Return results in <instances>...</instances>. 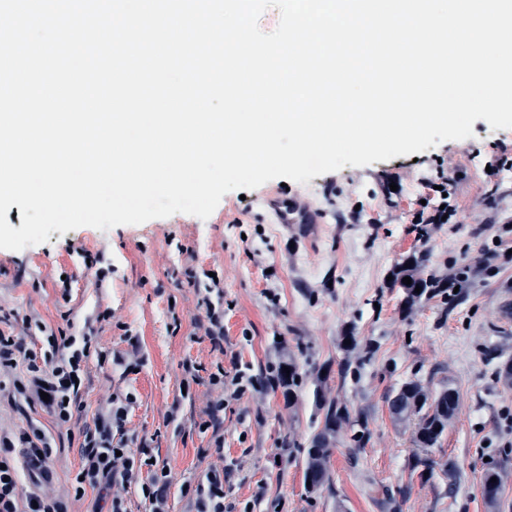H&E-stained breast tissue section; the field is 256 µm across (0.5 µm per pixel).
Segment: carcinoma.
Listing matches in <instances>:
<instances>
[{"instance_id":"carcinoma-1","label":"carcinoma","mask_w":512,"mask_h":512,"mask_svg":"<svg viewBox=\"0 0 512 512\" xmlns=\"http://www.w3.org/2000/svg\"><path fill=\"white\" fill-rule=\"evenodd\" d=\"M427 261V253H415L398 264L393 272V283L404 290L402 311L407 314L412 313L424 299L437 296L448 299V281L432 273H424ZM405 277L411 278V284L402 283ZM418 286L421 291L417 293L415 288ZM285 367L290 369V373L283 372ZM324 370H328V367L314 363L309 372L314 377V405L320 421L308 445L303 447L287 440L282 442L284 448H303L305 479L310 481L307 490L311 493L330 485L332 458L341 443V431L345 425L360 426L359 433L351 436L350 447L361 448L367 440L365 423L351 420L347 407L323 392V384L328 379V375L322 374ZM309 373L295 359L289 358L274 365L266 380L270 388L281 392L285 401L291 405L298 400L302 379ZM402 389L405 405L393 416V422L411 428L415 447L424 452V456L416 457L415 466L423 467L422 474H430L434 470L435 461L429 456V449L436 447L448 429L456 410L457 392L448 388L440 392L430 391L417 381L405 383Z\"/></svg>"}]
</instances>
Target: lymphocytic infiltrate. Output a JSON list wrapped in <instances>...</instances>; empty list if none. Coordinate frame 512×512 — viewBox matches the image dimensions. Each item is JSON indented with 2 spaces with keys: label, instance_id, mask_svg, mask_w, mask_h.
Masks as SVG:
<instances>
[{
  "label": "lymphocytic infiltrate",
  "instance_id": "1",
  "mask_svg": "<svg viewBox=\"0 0 512 512\" xmlns=\"http://www.w3.org/2000/svg\"><path fill=\"white\" fill-rule=\"evenodd\" d=\"M92 333H49L40 349L28 348L20 339L0 333V392L8 399L26 402L44 399L45 406L62 425L78 419L81 377L89 357L110 363L109 354L92 353ZM133 395L112 396L107 410L99 411L87 428L78 450L80 476L75 497L100 488L110 498V512H126L124 493L138 485L148 512H170L173 476L163 471L146 446H131L125 438V422ZM60 461L45 434L29 427L17 436L0 435V512H70L69 502L56 496L29 492L25 483L50 481ZM187 512H227L224 505V471L212 467L196 483L180 488Z\"/></svg>",
  "mask_w": 512,
  "mask_h": 512
}]
</instances>
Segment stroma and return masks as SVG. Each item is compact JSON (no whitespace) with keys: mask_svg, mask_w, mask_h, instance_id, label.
Returning a JSON list of instances; mask_svg holds the SVG:
<instances>
[{"mask_svg":"<svg viewBox=\"0 0 512 512\" xmlns=\"http://www.w3.org/2000/svg\"><path fill=\"white\" fill-rule=\"evenodd\" d=\"M473 135L417 153L313 177L308 183L274 179L226 193L207 219L177 213L108 230L84 226L52 232L48 242L20 251L0 249V332L31 342L22 315L49 329L69 313L73 334L85 318L110 309L96 324L97 349L137 369L99 365L89 358L78 400L80 422L59 425L40 402L0 399V428H40L63 460L50 491L71 499L72 512H102L96 490L75 499L77 450L84 426L111 395L133 394L125 431L147 440L159 464L174 477L171 512H185L179 485L197 481L209 467H227L228 501L242 512H512V385L497 373L512 363V165L488 174L486 161L512 162V129H491L482 119ZM451 179L457 216L432 225L419 241L416 218L436 197L429 182ZM288 192L323 218L319 224L275 223L263 198ZM427 251V269L438 277L464 275L450 299L422 301L403 314L404 291L389 277L406 257ZM103 256L113 268L96 285L87 261ZM72 277L62 291L60 271ZM223 281L224 346L215 348L198 322L207 273ZM353 332L374 344L358 376H342L339 340ZM328 365V396L365 422L361 448L340 444L329 487L308 494L304 455L317 421L314 382L305 378L296 405L266 386L270 365L282 354ZM199 382L181 397L184 363ZM241 366L259 383L224 405L217 432L203 431L218 395L209 384L217 365ZM454 388L458 405L433 458L455 465L453 475L415 468L411 432L395 425L386 397L404 382ZM223 438V453L212 450ZM297 441L278 459L282 439ZM502 476V494L489 508L479 494L489 464Z\"/></svg>","mask_w":512,"mask_h":512,"instance_id":"1","label":"stroma"}]
</instances>
